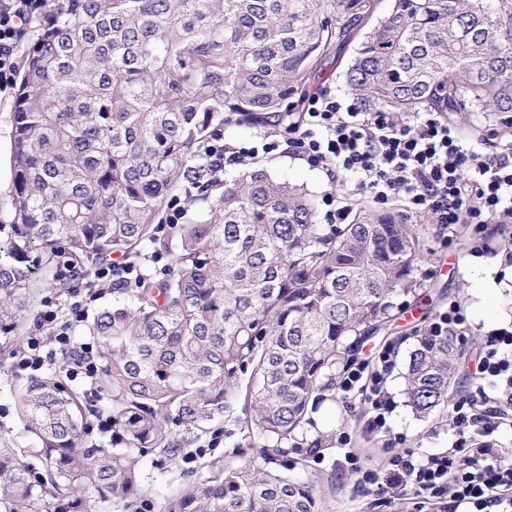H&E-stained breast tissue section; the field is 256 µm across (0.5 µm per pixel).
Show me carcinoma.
Listing matches in <instances>:
<instances>
[{"instance_id": "1", "label": "carcinoma", "mask_w": 512, "mask_h": 512, "mask_svg": "<svg viewBox=\"0 0 512 512\" xmlns=\"http://www.w3.org/2000/svg\"><path fill=\"white\" fill-rule=\"evenodd\" d=\"M56 0L35 21L12 120L13 224L0 259V331L41 288L68 291L114 256L136 266L169 243L158 223L183 192L169 273L112 289L88 324L112 394V443L86 437L90 411L52 368L11 391L35 477L0 447V512H90L82 495L129 504L150 456L181 432L231 419L256 454L211 465L163 512H325L291 474L333 449L311 413L354 352L421 296L422 225L362 209L321 224L303 186L262 166L223 178L205 148L226 126H288L323 61L361 41L345 84L370 111L466 112L512 126V0ZM43 279H33V270ZM461 352L424 336L406 394L447 402ZM242 414H235L236 407Z\"/></svg>"}]
</instances>
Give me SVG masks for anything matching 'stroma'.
I'll return each mask as SVG.
<instances>
[{"label": "stroma", "instance_id": "stroma-1", "mask_svg": "<svg viewBox=\"0 0 512 512\" xmlns=\"http://www.w3.org/2000/svg\"><path fill=\"white\" fill-rule=\"evenodd\" d=\"M13 103V94L0 96L1 242L7 239L3 225L12 221ZM259 162L266 165L274 177L304 185L315 196H323L331 189L341 204L356 209L365 203L364 198L347 196L342 186L331 184L326 172L309 167L303 160L286 154L263 156ZM424 236L426 259L420 270L427 276L425 297L420 300L408 299L394 320L379 333L367 338L358 351L359 357L370 358L389 345L397 350L396 368L388 381V388L397 404L388 420L390 434L374 435L367 432L365 408L359 401L343 398L336 401L337 432L347 434L349 446L355 448L369 466L382 464L389 456L409 448L432 452L447 447L452 441L455 428L448 409L441 408L422 416L416 414L408 403L403 374L409 353L417 342L415 331L446 308L449 301H458L467 326L465 353L469 356L475 354L481 349L487 330L483 323L475 319L484 307L474 296L472 287L487 273L493 274L499 282L512 280V264L506 262L504 252L498 251L483 258L470 255L472 226H465L457 236L448 239L439 235L435 224L428 222L424 225ZM40 310V304L36 303L24 313L20 335H0V443L23 449L25 461L34 467L39 464L35 445L18 436L21 424L15 413L11 391L21 385L22 379L12 373L11 366L24 336L34 330ZM216 430L221 434L220 443L216 447L203 449L192 463L179 459L147 466L138 501L146 505L148 512H161L167 496L181 491L188 480L207 476L211 464L224 459L233 450L239 440L235 427L222 423L217 425ZM308 471L315 475L329 512H432L433 508L447 504L446 499L420 495L409 488L396 495L364 492L355 475L348 471L344 450L340 448L333 449L322 464H309Z\"/></svg>", "mask_w": 512, "mask_h": 512}]
</instances>
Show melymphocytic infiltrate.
Segmentation results:
<instances>
[{
  "label": "lymphocytic infiltrate",
  "instance_id": "lymphocytic-infiltrate-1",
  "mask_svg": "<svg viewBox=\"0 0 512 512\" xmlns=\"http://www.w3.org/2000/svg\"><path fill=\"white\" fill-rule=\"evenodd\" d=\"M35 8V0H0V93L12 85L17 39ZM288 132L289 154L331 178L352 179L355 192L373 203L401 205L410 218L429 216L452 235L458 225H474L480 239L471 256L489 253L482 237L487 225L512 224L511 140L491 152L487 138L466 139L443 113L416 112L405 118L396 112H367L350 95L325 89L307 95L301 112L289 117ZM278 149V142L266 136L233 145L219 137L206 153L213 169L221 171ZM96 298L93 291L74 293L63 321L52 301H45L41 328L27 337L13 371L36 374L61 351L67 378L95 386L101 371L98 347L75 344L71 330L86 318ZM46 326L51 335H43ZM395 357L394 349H386L375 365L358 363L339 382L341 392L358 393L369 407L373 431L387 430L395 408L384 389ZM472 377L471 390L450 404L457 437L446 450H407L391 456L383 470L363 466L353 452L345 453L366 492L409 487L420 493H448V512H512V463L492 446L500 427L512 423V331L488 333Z\"/></svg>",
  "mask_w": 512,
  "mask_h": 512
}]
</instances>
